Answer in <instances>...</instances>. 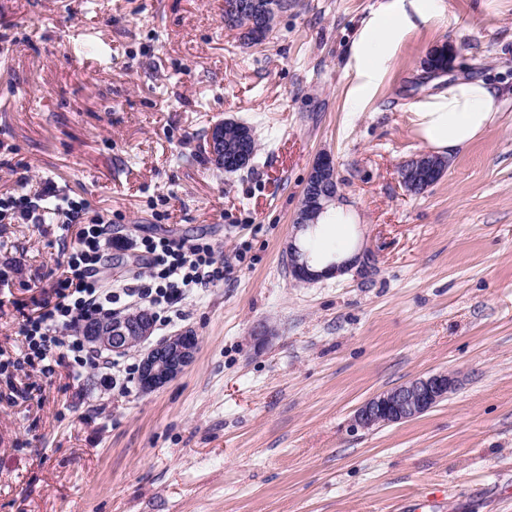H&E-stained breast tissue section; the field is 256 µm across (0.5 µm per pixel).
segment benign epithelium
<instances>
[{"label":"benign epithelium","mask_w":512,"mask_h":512,"mask_svg":"<svg viewBox=\"0 0 512 512\" xmlns=\"http://www.w3.org/2000/svg\"><path fill=\"white\" fill-rule=\"evenodd\" d=\"M225 10V23L231 24L236 17L247 14L250 27L264 30L276 22L279 6L276 0H230ZM230 126L236 127L238 123L221 120L211 126L207 134L208 152L218 166L245 169L252 162L253 154L250 152L237 156L233 165L224 162V132ZM434 170L435 162L422 154L402 164L398 176L401 184L413 192L420 188L427 189L425 181ZM337 196L335 166L331 156L323 154L312 166L306 180L302 202L294 219L296 230H303L314 223L317 213L335 202ZM288 256L294 278L303 282L337 276L354 266L366 272L372 265V254L364 252L352 262L332 263L324 271H314L310 268L308 255L299 248L294 237L288 242ZM152 328V315L146 310H139L88 323L82 327V332L92 347L121 353L144 343L151 335ZM197 345L194 331L185 329L150 347L143 353L138 366V380L143 390L155 391L180 377L192 363ZM454 389L455 381L446 373L412 379L363 402L354 414L353 425L371 430L412 420L447 399Z\"/></svg>","instance_id":"benign-epithelium-1"}]
</instances>
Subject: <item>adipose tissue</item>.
Here are the masks:
<instances>
[{
	"label": "adipose tissue",
	"instance_id": "1",
	"mask_svg": "<svg viewBox=\"0 0 512 512\" xmlns=\"http://www.w3.org/2000/svg\"><path fill=\"white\" fill-rule=\"evenodd\" d=\"M409 20L387 9L372 12L359 29L353 53L361 76L371 77L402 39ZM500 89L482 79L457 80L413 113L417 137L432 154L444 156L465 149L492 127L499 116ZM356 217L349 208H329L319 218L322 234L336 244V258H353Z\"/></svg>",
	"mask_w": 512,
	"mask_h": 512
}]
</instances>
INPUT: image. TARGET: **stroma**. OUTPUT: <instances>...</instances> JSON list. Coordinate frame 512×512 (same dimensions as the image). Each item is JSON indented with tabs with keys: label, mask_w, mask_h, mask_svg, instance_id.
<instances>
[{
	"label": "stroma",
	"mask_w": 512,
	"mask_h": 512,
	"mask_svg": "<svg viewBox=\"0 0 512 512\" xmlns=\"http://www.w3.org/2000/svg\"><path fill=\"white\" fill-rule=\"evenodd\" d=\"M412 6L295 0L248 45L224 0H0V33L19 39L0 56V193L20 164L111 215V288L146 237L246 253L155 328L198 338L163 388L109 392L61 365L37 405L13 395L23 373L0 374V512H401L431 493L442 512H512V0ZM382 7L411 29L357 97L352 43ZM450 43L447 73L427 77ZM458 78L502 84L499 118L411 194L410 114ZM222 119L253 128L250 168L211 161ZM322 154L375 267L300 283L287 245ZM64 236L0 226L1 352L19 350L17 308L53 282ZM437 372L457 380L446 400L354 428L368 398Z\"/></svg>",
	"instance_id": "35a3bbf8"
}]
</instances>
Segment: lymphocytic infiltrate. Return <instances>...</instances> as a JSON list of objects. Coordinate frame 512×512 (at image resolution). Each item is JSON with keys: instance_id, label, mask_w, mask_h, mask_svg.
I'll return each mask as SVG.
<instances>
[{"instance_id": "obj_1", "label": "lymphocytic infiltrate", "mask_w": 512, "mask_h": 512, "mask_svg": "<svg viewBox=\"0 0 512 512\" xmlns=\"http://www.w3.org/2000/svg\"><path fill=\"white\" fill-rule=\"evenodd\" d=\"M17 181L20 192L0 194V224H76L80 231L63 248L50 291L22 312V350L15 356L0 352V370L28 368L46 377L66 360L74 374H81L97 364L76 332L79 324L120 306L139 305L152 310L161 325H170L189 293L222 284L234 262L244 259L240 253L231 262L218 259L212 244L199 238H147L138 248L140 269L131 282L104 287L105 217L54 182L35 181L24 172Z\"/></svg>"}]
</instances>
